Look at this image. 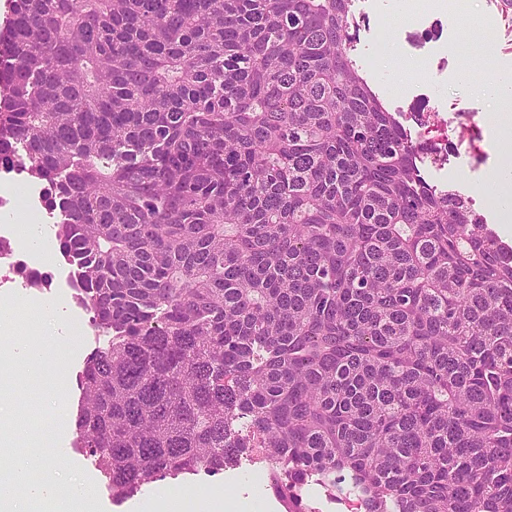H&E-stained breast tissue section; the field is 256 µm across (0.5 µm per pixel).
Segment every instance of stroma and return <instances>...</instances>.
I'll list each match as a JSON object with an SVG mask.
<instances>
[{"instance_id": "stroma-1", "label": "stroma", "mask_w": 512, "mask_h": 512, "mask_svg": "<svg viewBox=\"0 0 512 512\" xmlns=\"http://www.w3.org/2000/svg\"><path fill=\"white\" fill-rule=\"evenodd\" d=\"M414 3L419 19L411 32L391 30L392 55L374 62L372 20L375 15L403 16L407 3ZM362 24L357 43V64L386 107L409 122L416 111L468 113L477 127L479 151L460 148L448 159V166L425 167L426 178L441 188H453L473 197L481 217L498 232L501 241L512 245V231L504 229L503 201L492 197L495 175L507 165V155L493 137L495 124L512 122V0H459L456 8H440L434 0H354ZM468 47L467 54L455 51V44ZM55 311L50 319L55 345L63 352L59 365L69 392L66 427L59 452L96 480L98 499L104 512H163L161 504L172 491L185 492L183 512H284L266 483L256 481L251 471L256 455L244 454L237 465L218 475L204 473L164 478L132 499L116 502L102 482L93 459L72 446L76 437V415L80 392L76 378L87 358L105 346V337L94 330L72 338L69 326L81 309L67 288L52 289Z\"/></svg>"}]
</instances>
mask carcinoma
Segmentation results:
<instances>
[{
    "label": "carcinoma",
    "mask_w": 512,
    "mask_h": 512,
    "mask_svg": "<svg viewBox=\"0 0 512 512\" xmlns=\"http://www.w3.org/2000/svg\"><path fill=\"white\" fill-rule=\"evenodd\" d=\"M353 0H8L0 169L107 337L124 500L247 448L285 512H512V254L359 72Z\"/></svg>",
    "instance_id": "cac0c4a2"
}]
</instances>
